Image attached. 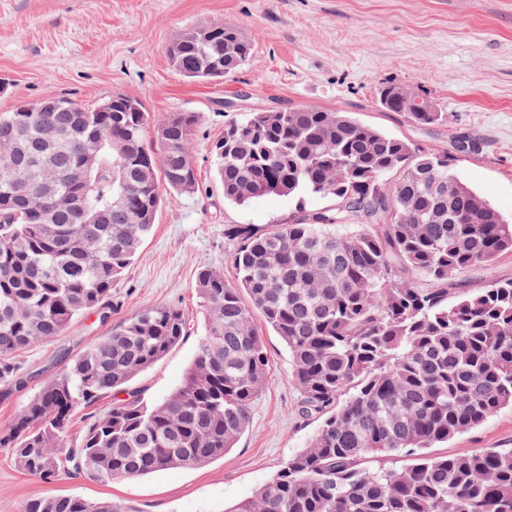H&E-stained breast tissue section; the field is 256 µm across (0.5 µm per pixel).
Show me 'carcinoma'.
<instances>
[{"label": "carcinoma", "instance_id": "1", "mask_svg": "<svg viewBox=\"0 0 512 512\" xmlns=\"http://www.w3.org/2000/svg\"><path fill=\"white\" fill-rule=\"evenodd\" d=\"M252 55L240 29L203 24L175 36L172 66L199 80L234 74ZM403 87L380 106L418 125L448 121ZM65 112L0 113V383L18 358L86 313L112 308V286L149 234L163 192L199 189L197 112L154 123L126 95ZM213 153L224 199L297 197L267 230L230 225L231 274L197 272L206 333L181 387L151 403L130 382L187 333L175 307L147 305L70 360L0 433L17 467L44 482L102 481L196 467L248 427L269 358L253 313L281 338L299 412L321 424L253 500L230 512H512V448L433 457L422 450L512 408V281L466 290L512 251V224L459 181L448 153L318 107L252 112L224 126ZM83 184L73 182L77 169ZM316 197L334 204L309 209ZM78 442L72 417L100 397ZM411 452L401 470L362 460ZM23 512H135L46 494Z\"/></svg>", "mask_w": 512, "mask_h": 512}]
</instances>
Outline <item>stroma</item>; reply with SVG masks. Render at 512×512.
<instances>
[{
  "label": "stroma",
  "instance_id": "35a3bbf8",
  "mask_svg": "<svg viewBox=\"0 0 512 512\" xmlns=\"http://www.w3.org/2000/svg\"><path fill=\"white\" fill-rule=\"evenodd\" d=\"M224 22L254 42L246 64L224 79L193 80L176 71L167 50L185 29ZM0 112L50 96L88 107L124 94L152 121L197 112L192 155L198 193L164 197L134 262L112 290L108 321L90 313L65 335L43 341L20 362L23 388L0 386V430L71 358L144 306L179 308L192 330L133 381L161 402L183 383L203 334L194 284L200 268H229L230 224L263 230L295 212L288 196L242 205L225 202L213 145L224 126L248 112L319 107L346 112L387 134L435 152H451L458 177L512 220V0H0ZM403 84L432 100L447 122L421 126L383 110L384 85ZM476 139L458 152L455 137ZM268 382L234 448L211 463L131 479L60 476L46 483L19 470L0 448V512H21L47 493L134 504L139 512H226L256 497L288 457L305 448L320 421L298 412L292 364L278 336L265 332ZM512 448V409L433 448L436 456Z\"/></svg>",
  "mask_w": 512,
  "mask_h": 512
}]
</instances>
